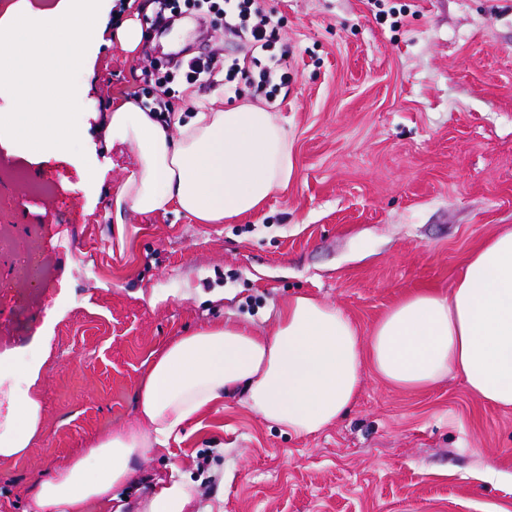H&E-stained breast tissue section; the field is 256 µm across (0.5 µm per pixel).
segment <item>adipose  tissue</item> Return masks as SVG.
I'll return each instance as SVG.
<instances>
[{
  "label": "adipose tissue",
  "mask_w": 512,
  "mask_h": 512,
  "mask_svg": "<svg viewBox=\"0 0 512 512\" xmlns=\"http://www.w3.org/2000/svg\"><path fill=\"white\" fill-rule=\"evenodd\" d=\"M103 134L135 155L112 202L119 225L130 213L171 209L200 224L249 215L292 170L286 130L253 103L204 105L185 116L126 99L105 114ZM367 363L402 390L455 373L484 401L512 408V228L471 254L449 294L405 297L366 339L335 305L297 295L279 306L271 332L227 319L173 340L141 376L136 425L98 438L38 482L30 512H89L112 502L135 459L180 440L185 423L227 396L283 431L318 433L349 412ZM9 400L0 458L24 455L39 423L37 400ZM195 499L194 487L173 476L153 486L145 512H190Z\"/></svg>",
  "instance_id": "1"
}]
</instances>
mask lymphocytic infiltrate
I'll list each match as a JSON object with an SVG mask.
<instances>
[{
	"mask_svg": "<svg viewBox=\"0 0 512 512\" xmlns=\"http://www.w3.org/2000/svg\"><path fill=\"white\" fill-rule=\"evenodd\" d=\"M224 32L245 39L251 53L243 58L227 59L218 53L182 57L170 63L166 75L155 81L153 97L161 111L171 109L168 82L170 75H183L188 85L201 88L223 87L225 94H235L246 83L254 95L274 99L288 85V56H275L272 65L262 63L261 54L272 52L278 42L280 20L276 11L265 8L260 0H224L219 10Z\"/></svg>",
	"mask_w": 512,
	"mask_h": 512,
	"instance_id": "lymphocytic-infiltrate-1",
	"label": "lymphocytic infiltrate"
}]
</instances>
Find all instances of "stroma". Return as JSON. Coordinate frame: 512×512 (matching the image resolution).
Masks as SVG:
<instances>
[{"label": "stroma", "mask_w": 512, "mask_h": 512, "mask_svg": "<svg viewBox=\"0 0 512 512\" xmlns=\"http://www.w3.org/2000/svg\"><path fill=\"white\" fill-rule=\"evenodd\" d=\"M150 0H106L105 30L78 80L83 111L151 91L173 52L241 57L217 14L183 9L171 31L125 50L114 24ZM282 18L292 79L268 103L294 171L255 214L199 224L172 211L111 221L130 149L88 127L83 155H39L0 137V363L40 404L28 452L0 459V512H27L39 480L136 417L144 363L227 318L269 331L304 294L369 334L406 294L448 293L470 254L512 227V0H265ZM46 192L30 199L35 185ZM43 236L46 309H20L23 242ZM167 452L135 461L119 505L143 512L172 470L210 512H512V409L460 377L418 391L372 369L350 412L313 436L286 434L239 397L189 423ZM499 477L482 480L484 465Z\"/></svg>", "instance_id": "35a3bbf8"}]
</instances>
